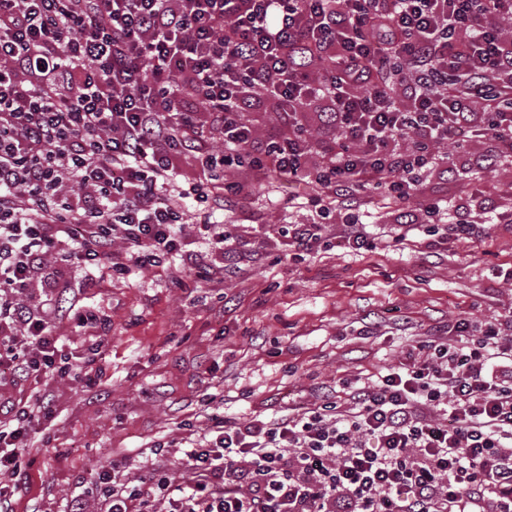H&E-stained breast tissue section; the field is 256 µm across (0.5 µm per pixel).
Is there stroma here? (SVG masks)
<instances>
[{
  "label": "stroma",
  "instance_id": "35a3bbf8",
  "mask_svg": "<svg viewBox=\"0 0 512 512\" xmlns=\"http://www.w3.org/2000/svg\"><path fill=\"white\" fill-rule=\"evenodd\" d=\"M484 205L512 211V166L479 180L431 175L401 202L362 192L318 200L283 179L252 185L224 208L232 246L212 280L169 285L179 259L108 276L80 287L62 271L55 288L34 284L29 302L53 300L69 373L49 380L0 375V418L46 398L15 487L12 512H67L80 498L106 512L91 481L114 456L176 472L188 433H209L215 414L270 420L315 402L346 404L351 386L397 371L420 342L455 340L464 319L472 334L512 312V224H491L479 240L447 238L448 214L422 204ZM411 226L403 244L393 232ZM363 224L369 244L337 247L343 224ZM323 224L322 239L301 250L292 224ZM100 309L110 331L102 349L67 317L69 306Z\"/></svg>",
  "mask_w": 512,
  "mask_h": 512
}]
</instances>
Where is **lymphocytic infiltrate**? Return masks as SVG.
I'll use <instances>...</instances> for the list:
<instances>
[{
	"mask_svg": "<svg viewBox=\"0 0 512 512\" xmlns=\"http://www.w3.org/2000/svg\"><path fill=\"white\" fill-rule=\"evenodd\" d=\"M508 21L512 0H0V367L61 375L56 326L26 301L60 269L88 288L91 268L163 256L216 274L231 234L215 214L247 192L226 169L405 201L452 172L444 145L475 176L511 164ZM254 109L282 121L261 144ZM476 138L493 150L467 154ZM505 327L458 320L453 345L421 342L345 410L212 416L179 479L133 480L116 459L95 483L108 512H512ZM42 408L0 427V472L20 473Z\"/></svg>",
	"mask_w": 512,
	"mask_h": 512,
	"instance_id": "f902f5d3",
	"label": "lymphocytic infiltrate"
}]
</instances>
